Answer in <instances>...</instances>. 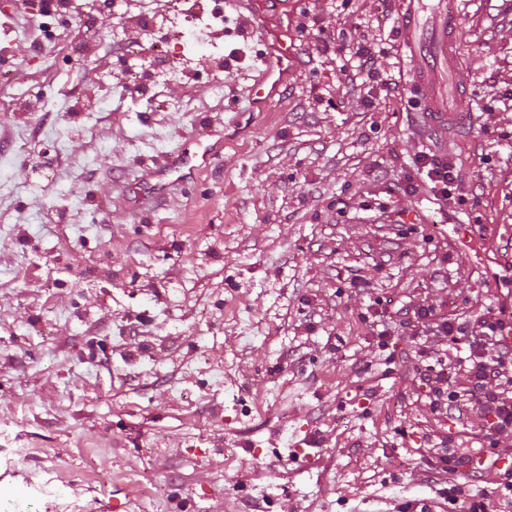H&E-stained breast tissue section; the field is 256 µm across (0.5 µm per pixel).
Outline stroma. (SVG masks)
I'll return each instance as SVG.
<instances>
[{
    "mask_svg": "<svg viewBox=\"0 0 512 512\" xmlns=\"http://www.w3.org/2000/svg\"><path fill=\"white\" fill-rule=\"evenodd\" d=\"M15 2L0 0V496L42 483L39 512L439 499L419 339L391 318L415 296L463 321L506 300L512 0H453L459 66L436 94L460 119L442 131L415 108L405 0H288L298 60L261 110L235 8L217 21L202 0L203 19L151 31L96 11L99 44L77 53L65 29L31 48ZM379 40L375 79L354 74L357 43ZM162 61L183 78L137 93L120 77ZM41 78L45 112L18 111ZM196 139L210 164L136 203L155 160ZM424 152L454 164L457 198L436 200Z\"/></svg>",
    "mask_w": 512,
    "mask_h": 512,
    "instance_id": "35a3bbf8",
    "label": "stroma"
}]
</instances>
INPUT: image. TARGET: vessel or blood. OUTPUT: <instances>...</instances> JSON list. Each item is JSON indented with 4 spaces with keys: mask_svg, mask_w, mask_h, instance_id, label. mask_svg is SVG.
<instances>
[{
    "mask_svg": "<svg viewBox=\"0 0 512 512\" xmlns=\"http://www.w3.org/2000/svg\"><path fill=\"white\" fill-rule=\"evenodd\" d=\"M228 5L234 8L245 9V21L248 29L256 34L263 47L262 58L265 68L256 78L252 89V99L256 106L263 107L272 102L279 91L280 73L291 68L294 63L293 49L284 37L283 26L276 24L270 15L269 0H227ZM460 36L458 14L455 10L442 13L441 19L429 42L428 57L413 54L412 73L416 83L427 86L432 82V71L425 63L426 58H440L448 56V48ZM214 155L213 149L208 145L198 146L197 149L180 147L167 160L159 164L150 179L141 185L138 192L139 200H150L163 194L166 190L182 181L183 168L191 163H210Z\"/></svg>",
    "mask_w": 512,
    "mask_h": 512,
    "instance_id": "1",
    "label": "vessel or blood"
}]
</instances>
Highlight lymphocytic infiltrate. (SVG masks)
I'll return each instance as SVG.
<instances>
[{
    "mask_svg": "<svg viewBox=\"0 0 512 512\" xmlns=\"http://www.w3.org/2000/svg\"><path fill=\"white\" fill-rule=\"evenodd\" d=\"M404 311L406 326L422 339L417 379L432 410L453 421L478 417L474 439L496 449L500 435L512 433V308L491 307L464 322L438 314L424 298L411 300ZM453 374L464 377V386L451 389ZM433 442L448 455L434 465L432 482L451 474L465 481L481 476L483 466L473 449H450L445 434L434 436Z\"/></svg>",
    "mask_w": 512,
    "mask_h": 512,
    "instance_id": "obj_1",
    "label": "lymphocytic infiltrate"
}]
</instances>
